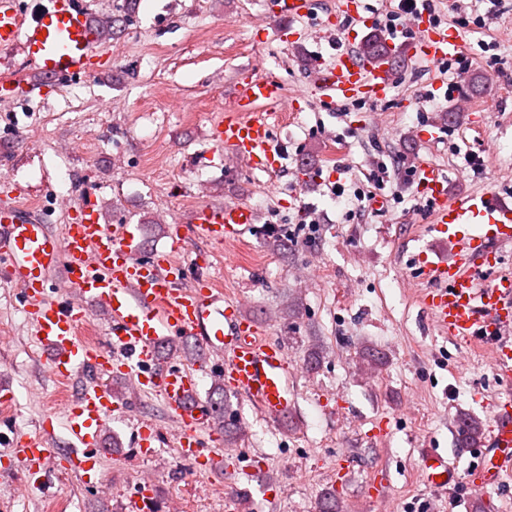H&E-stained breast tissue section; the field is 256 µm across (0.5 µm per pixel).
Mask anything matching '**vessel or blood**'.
Returning <instances> with one entry per match:
<instances>
[{"label":"vessel or blood","instance_id":"vessel-or-blood-1","mask_svg":"<svg viewBox=\"0 0 512 512\" xmlns=\"http://www.w3.org/2000/svg\"><path fill=\"white\" fill-rule=\"evenodd\" d=\"M400 49L438 64L464 53L462 32L430 25L427 13L416 14ZM100 39L92 16L79 0H37L23 13L18 0H0V50L16 51L41 78L83 77ZM322 100L344 101L364 93L376 100L394 86L388 59L343 53L328 69L312 73ZM282 97L280 84L270 78L245 76L233 88V111L220 118L215 134L225 153L250 169L276 172L280 155L273 146L280 115L268 104ZM419 193L431 204V232L449 254L419 255L427 283L422 303L438 332L475 347H490L493 366L505 396L496 399L494 423L470 470L475 495L500 486L512 474V273L498 272L507 246L512 245V205L494 193L452 196L448 180L433 164L418 168ZM79 221L54 234L33 209L0 204V276L20 290L23 311L53 352L50 370L66 377L93 367L100 376H121L131 396L152 392L179 425L176 447L207 468L220 465L206 450L215 443L207 407L192 402V373L179 363L161 361L159 349L177 336L198 337L204 349L219 354L218 372L224 384L242 395L262 415L280 419L295 407L288 380L293 368L283 349L258 325L224 307V292L211 280L191 278L185 261V235L169 248L143 252L136 229L129 224L100 223L89 204L80 207ZM187 221L194 232L223 244L242 241L258 222L243 204L193 208ZM109 312V343L84 341L78 328L88 303ZM130 398L115 397L102 384L86 387L67 405L65 426L73 451L67 470L90 474L103 452V430L112 413L126 409ZM46 437L16 435L9 454L26 474V487L41 488L51 464ZM425 482L445 489L457 479L446 456H423Z\"/></svg>","mask_w":512,"mask_h":512}]
</instances>
